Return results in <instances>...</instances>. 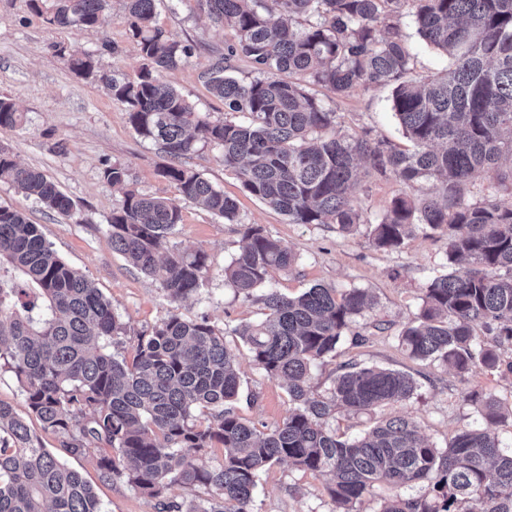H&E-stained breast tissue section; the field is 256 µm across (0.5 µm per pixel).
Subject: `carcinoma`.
<instances>
[{"label":"carcinoma","mask_w":512,"mask_h":512,"mask_svg":"<svg viewBox=\"0 0 512 512\" xmlns=\"http://www.w3.org/2000/svg\"><path fill=\"white\" fill-rule=\"evenodd\" d=\"M30 2L48 23L81 29L97 25L111 0H50L47 8ZM155 2L124 0L143 60L136 78L98 73L90 53L62 47L58 54L70 69L97 78L126 106L135 132L170 157L161 176L181 199L239 223L236 202L182 163L200 141L220 147L224 166L288 223L334 224L343 233L363 223L353 196L362 163L406 183L435 179V196L417 203L394 198L371 232L376 248L395 251L425 224L446 240L448 265L462 259L470 265L428 282L401 346L410 358L439 362L462 380L478 367L512 371V361L504 360L512 352V198L465 199L480 173L505 155L512 159V0H412L421 39L451 59L449 68L421 80L410 77L411 53L393 23L404 0H202L209 21L237 32L211 69L209 90L226 111L246 115V123L212 121L164 82L195 47L155 25ZM237 58L251 63L253 78L224 75ZM293 74L337 97L364 84L393 87L394 115L414 149L341 133L336 113L290 80ZM24 121L15 100L0 98L1 130ZM104 178L122 191L109 221L112 249L174 301L201 288L207 254L167 248L182 221L180 206L130 188L120 163L107 167ZM0 182L51 212L71 214L59 185L18 164L2 145ZM243 240L224 280L249 300L271 272L290 270L297 257L252 224L244 225ZM262 303L263 318L233 334L257 369L287 384L288 415L268 431L231 408L241 380L224 332L205 317L171 314L137 336L130 356L112 353L126 335L112 302L57 254L37 225L0 205V368L14 374L29 411L61 437L67 453L86 454V440H95L104 473L152 499L175 484L212 491L186 507L167 504L168 512H254L261 474L283 462L330 476L326 490L341 512H359L379 481L403 488L424 480L432 483L430 494H395L379 512H512V451L501 448L496 434L512 410L494 394L463 393L484 425L456 434L444 450L399 417L379 420L363 435H338L328 427L335 414L369 413L416 389L406 373L351 366L336 375L328 394L312 395V368L336 352L373 296L314 285L294 298L271 289ZM210 448L224 449L214 467L196 459ZM0 512H102L81 473L1 402Z\"/></svg>","instance_id":"carcinoma-1"}]
</instances>
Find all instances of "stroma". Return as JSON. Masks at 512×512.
Masks as SVG:
<instances>
[{"label": "stroma", "instance_id": "obj_1", "mask_svg": "<svg viewBox=\"0 0 512 512\" xmlns=\"http://www.w3.org/2000/svg\"><path fill=\"white\" fill-rule=\"evenodd\" d=\"M415 11L412 0H406L398 26L413 48V74L420 78L443 69L447 59L421 40ZM156 24L170 37L196 47L186 64L165 74V81L211 119L241 121V114L225 111L223 102L211 95L206 84L225 45L235 41L234 30L212 25L199 0H156ZM61 47L93 54L104 73L117 70L132 78L142 66L121 0H112L97 26L69 30L47 23L32 10L29 0H0V97L16 100L26 112L22 128L0 130V145L9 148L19 164L38 169L57 182L74 209L68 218L46 211L3 182L0 204L38 225L58 255L111 300L129 338L150 332L173 313L192 320L207 317L211 325L229 333L234 327L259 322L262 303L238 298L224 282L225 266L244 244V225L254 224L298 258L288 272L272 273L269 287L291 297L316 284L340 292L366 288L375 297L374 306L356 317L351 335L342 339L335 355L313 368L314 394H327L340 365L349 362L404 371L416 382L414 394L406 401L369 414L337 416L330 422L337 433L355 436L379 419L401 416L415 421L430 444L444 449L460 431L482 425L476 407L462 399L465 389L492 392L512 407V372L478 368L463 380L439 364L410 359L400 344L401 332L420 310L424 288L449 268L446 243L439 232L421 225L400 249L383 251L373 246L369 231L393 198L407 196L418 201L431 196L434 183L430 180L406 183L391 174L362 175L354 197L363 222L357 232L346 234L332 224L289 223L286 216L243 189L236 171L225 166L219 147L198 143L187 166L236 201L239 221L232 224L192 203H182V222L170 242L181 249L204 251L209 270L196 293L172 301L156 280L113 251L108 222L122 195L103 175L106 167L121 163L139 193L174 199L177 190L159 174L166 158L155 144L136 134L125 105L113 100L100 82L69 69L57 54ZM308 91L336 113L343 132L407 147L392 110L391 87L361 85L344 97L317 85L309 86ZM228 342L238 354L242 375L235 413L259 428L281 423L290 407L282 381L256 369L239 338L230 334ZM0 402L25 416L44 448L60 452V436L44 430L39 419L28 414L16 378L2 369ZM66 463L93 487L104 512H159L156 500L125 479L100 470L96 453L70 456ZM326 484V477L286 463L273 465L260 477L254 510L337 512Z\"/></svg>", "mask_w": 512, "mask_h": 512}]
</instances>
